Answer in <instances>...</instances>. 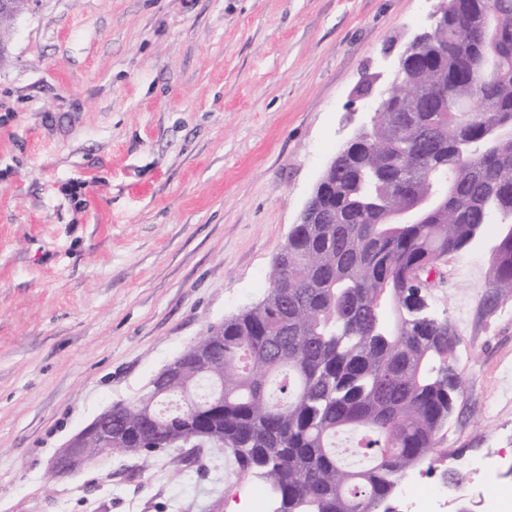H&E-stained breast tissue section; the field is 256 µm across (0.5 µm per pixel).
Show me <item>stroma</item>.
Here are the masks:
<instances>
[{"label": "stroma", "mask_w": 512, "mask_h": 512, "mask_svg": "<svg viewBox=\"0 0 512 512\" xmlns=\"http://www.w3.org/2000/svg\"><path fill=\"white\" fill-rule=\"evenodd\" d=\"M433 0H37L0 61V512H255L215 448L186 467L65 441L259 302L276 256ZM490 226L424 296L462 381L438 436L452 512L512 489V300L488 306Z\"/></svg>", "instance_id": "obj_1"}]
</instances>
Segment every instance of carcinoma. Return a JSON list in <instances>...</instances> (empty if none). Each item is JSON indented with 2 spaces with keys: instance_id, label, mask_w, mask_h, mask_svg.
Returning a JSON list of instances; mask_svg holds the SVG:
<instances>
[{
  "instance_id": "cac0c4a2",
  "label": "carcinoma",
  "mask_w": 512,
  "mask_h": 512,
  "mask_svg": "<svg viewBox=\"0 0 512 512\" xmlns=\"http://www.w3.org/2000/svg\"><path fill=\"white\" fill-rule=\"evenodd\" d=\"M486 2L449 0L370 128L334 156L319 219L293 225L266 296L189 345L176 386L115 407L126 439L112 453L149 460L202 432L271 487L273 512H394L406 471L440 461L461 382L452 326L423 310L426 277L498 224L487 300L512 298V0ZM203 347L217 350L207 367ZM203 384L154 418L171 391Z\"/></svg>"
}]
</instances>
